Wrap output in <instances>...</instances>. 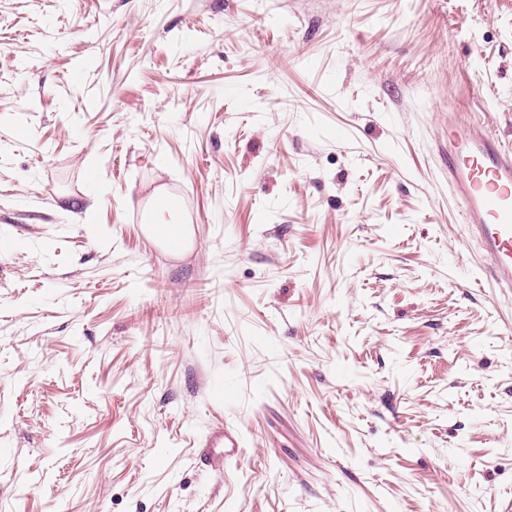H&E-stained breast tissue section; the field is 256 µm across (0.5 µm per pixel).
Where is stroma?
<instances>
[{"instance_id":"stroma-1","label":"stroma","mask_w":512,"mask_h":512,"mask_svg":"<svg viewBox=\"0 0 512 512\" xmlns=\"http://www.w3.org/2000/svg\"><path fill=\"white\" fill-rule=\"evenodd\" d=\"M451 107L512 144V0H0V512H506ZM152 221L149 224V231L155 238L182 240L186 235V229L182 224H178L171 217L173 210L170 209L166 202L167 196L159 189H155L152 194ZM241 433L232 427L213 429L201 440L194 459L197 466L212 473L224 472V462L241 448Z\"/></svg>"}]
</instances>
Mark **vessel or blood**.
<instances>
[{
  "mask_svg": "<svg viewBox=\"0 0 512 512\" xmlns=\"http://www.w3.org/2000/svg\"><path fill=\"white\" fill-rule=\"evenodd\" d=\"M448 189L469 239L488 259V280L512 294V149L481 120L448 114ZM242 445L232 427L213 429L199 444L197 466L213 473Z\"/></svg>",
  "mask_w": 512,
  "mask_h": 512,
  "instance_id": "vessel-or-blood-1",
  "label": "vessel or blood"
}]
</instances>
